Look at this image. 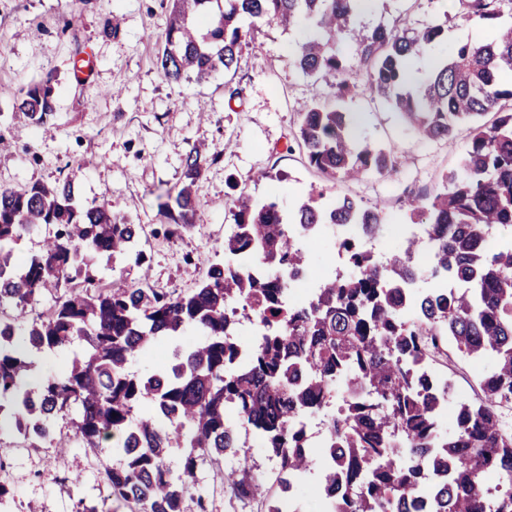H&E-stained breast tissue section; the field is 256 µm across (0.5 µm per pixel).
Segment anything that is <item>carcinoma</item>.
<instances>
[{
  "instance_id": "carcinoma-1",
  "label": "carcinoma",
  "mask_w": 512,
  "mask_h": 512,
  "mask_svg": "<svg viewBox=\"0 0 512 512\" xmlns=\"http://www.w3.org/2000/svg\"><path fill=\"white\" fill-rule=\"evenodd\" d=\"M158 69L170 83L194 74L208 79L237 65L260 25L314 22L319 39L296 43L295 65L307 75L348 73L338 35L363 0H215L219 14L205 34L192 20L209 0H169ZM464 15L495 20L512 0H458ZM440 24L409 34L376 27L355 36L364 85L401 113L427 140L446 139L471 125L460 172L446 174L431 194H407L410 223L403 248L381 259L368 242L384 229L382 211L349 195L327 199L311 189L292 212L275 197L240 191L232 199L234 231L225 260L189 292H161L114 280L103 284L95 261L135 256L143 225L103 204L76 199L71 182L0 187V425L24 440L57 441L51 418L74 414L75 442L94 451L112 443L119 462L106 468L112 497L130 512H186L185 492L207 464L246 503L258 494L248 463L250 431L278 459L283 479L266 495L264 512H289L288 475L306 476L322 462L314 489L339 491L338 512H486L481 479L501 476L495 512H512V245L488 249L483 236L512 228V24L492 40L459 43L424 84L413 88L407 65L422 48L447 39ZM51 81L15 96V112L40 126L53 115ZM496 111L486 127L476 119ZM297 139L310 166L334 184L368 173H396L391 149L358 144L348 113L334 104L298 110ZM219 158L192 144L176 193L157 196L158 214L173 219L165 233L180 237L194 224L196 182ZM326 224L344 228L336 270L301 302L292 278L307 268L304 241ZM48 229L39 253L17 250L22 237ZM426 248L431 265L410 266ZM439 283L420 290V281ZM55 293L33 319L26 310ZM248 321L260 339L241 338ZM192 331L199 339L182 343ZM79 342L83 355L62 373L37 375L35 358ZM170 362L145 373L130 363L163 344ZM486 361L477 401L455 400L444 427L442 390L422 363L455 364L454 356ZM342 404L332 409L334 395ZM325 415L326 451L313 452L302 418ZM400 446H393L394 441ZM183 448L178 473L164 463ZM243 457L223 468L227 457Z\"/></svg>"
}]
</instances>
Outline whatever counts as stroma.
Wrapping results in <instances>:
<instances>
[{"mask_svg":"<svg viewBox=\"0 0 512 512\" xmlns=\"http://www.w3.org/2000/svg\"><path fill=\"white\" fill-rule=\"evenodd\" d=\"M71 12L79 17L72 30L64 26ZM168 15L167 0H0V185L67 179L82 202L132 217L144 227L138 248L150 266L149 287L186 292L205 278L234 229L229 209L235 188L257 198L277 196L288 207L325 185L295 144L300 103L340 101L362 118L360 144L394 149L393 177L370 173L340 190L397 221L406 219L399 204L406 188H433L442 174L458 170L470 140L468 126L448 139L425 140L365 86L341 99L336 83L303 75L293 48L313 34L310 23L256 31L234 74L170 83L157 68ZM441 22L448 25V38L415 59L418 84L455 44L489 41L495 22L449 14L445 0H366L351 25L417 32ZM84 54L93 58L86 81L75 72ZM46 77L54 85L48 124L35 128L13 118L14 93ZM236 87L240 97L229 98L228 89ZM194 141L221 156L197 184L201 207L193 229L170 238L156 195L179 185L182 158ZM338 234V228L327 227L306 242L311 285L341 267L334 247ZM1 446L13 454L0 469V482L12 492L0 502V512H27L31 502L39 512H82L86 506L128 512L109 495L104 468L114 458L108 451L95 453L76 443L33 448L8 429L0 431Z\"/></svg>","mask_w":512,"mask_h":512,"instance_id":"obj_1","label":"stroma"}]
</instances>
